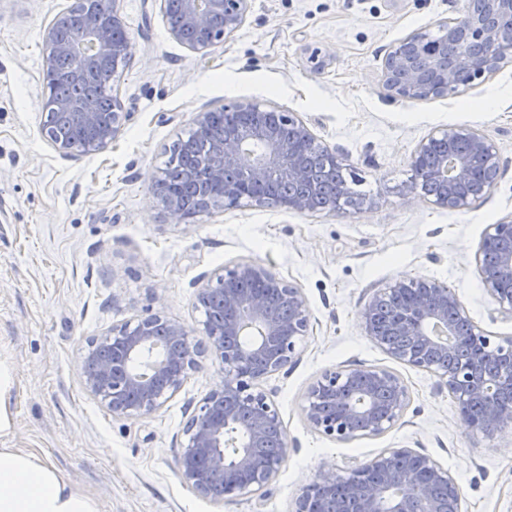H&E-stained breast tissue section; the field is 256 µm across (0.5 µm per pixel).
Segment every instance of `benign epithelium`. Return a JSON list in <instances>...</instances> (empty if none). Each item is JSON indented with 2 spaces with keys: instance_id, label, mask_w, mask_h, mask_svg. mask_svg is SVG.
<instances>
[{
  "instance_id": "obj_1",
  "label": "benign epithelium",
  "mask_w": 512,
  "mask_h": 512,
  "mask_svg": "<svg viewBox=\"0 0 512 512\" xmlns=\"http://www.w3.org/2000/svg\"><path fill=\"white\" fill-rule=\"evenodd\" d=\"M250 0H161L169 32L190 50L207 54L244 23ZM512 0H470L461 17L441 25L443 39L427 57L420 48L431 33L417 30L390 46L383 83L393 100H423L458 93L512 63ZM123 29L116 9L90 14L72 40L45 31V71L52 75L68 60L66 78L75 83L105 79L131 56L119 41ZM110 118L100 119L96 103L78 97L49 98L46 118L61 111L90 131L78 143L53 141L63 157L100 152L128 120L118 96ZM229 122L212 140L199 184L204 198L221 197L202 212L232 209L242 201L276 205L297 213L318 210V187L309 156L320 154L337 169L344 158L319 144L293 112L266 110L257 103L224 107ZM495 154L484 135L466 125L438 129L412 154V167L437 158L433 176L446 188L432 193L444 209H467L477 200L468 180L473 163ZM166 172L153 191L169 217L188 224L196 217L165 194ZM484 288L500 312L512 316V218L490 224L475 254ZM198 302L214 300L224 320L204 323L193 339L180 322L159 313L112 327L88 342L83 363L96 369L85 385L116 416H147L174 398L208 355L225 369L221 380L188 419L180 442L178 470L198 496L220 504L268 491L288 456V436L279 412L259 383L288 369L311 328V313L300 288L251 263L224 265L203 276ZM366 336L393 359L432 372L458 402L468 432L491 438L512 425V338H495L470 318L455 291L433 279L402 277L375 294L362 312ZM409 392L394 373L348 366L324 371L310 386L302 411L314 431L349 442L378 435L397 424ZM461 512L462 490L448 469L413 448H388L345 474L323 467L296 498L292 512Z\"/></svg>"
}]
</instances>
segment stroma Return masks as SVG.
<instances>
[{"instance_id":"stroma-1","label":"stroma","mask_w":512,"mask_h":512,"mask_svg":"<svg viewBox=\"0 0 512 512\" xmlns=\"http://www.w3.org/2000/svg\"><path fill=\"white\" fill-rule=\"evenodd\" d=\"M465 2L251 0L244 25L203 56L171 36L159 0H117L132 55L112 86L130 119L105 150L65 158L43 130V38L72 0H0V359L14 369L0 446L45 458L101 512H291L322 463L342 472L389 448L447 468L462 512H512V429L469 434L438 378L392 359L361 321L395 279L436 278L484 331L512 337V319L495 313L475 263L487 226L512 217V65L450 97L394 101L383 84L389 47L437 31ZM230 102L297 113L345 158L360 198L335 213L246 202L173 223L154 179L196 113ZM451 125L495 144L497 185L459 211L404 199L412 152ZM236 262L301 288L312 327L298 362L260 383L290 443L275 482L263 498L217 505L182 482L176 461L186 421L221 379L219 364L201 357L172 400L126 418L87 390L82 360L90 339L152 313L201 334L194 284ZM354 364L397 374L410 402L387 431L338 442L309 427L302 404L324 370Z\"/></svg>"}]
</instances>
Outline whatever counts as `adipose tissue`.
Listing matches in <instances>:
<instances>
[{"label": "adipose tissue", "instance_id": "ef3b65f1", "mask_svg": "<svg viewBox=\"0 0 512 512\" xmlns=\"http://www.w3.org/2000/svg\"><path fill=\"white\" fill-rule=\"evenodd\" d=\"M0 512H100V505L41 456L0 447Z\"/></svg>", "mask_w": 512, "mask_h": 512}]
</instances>
